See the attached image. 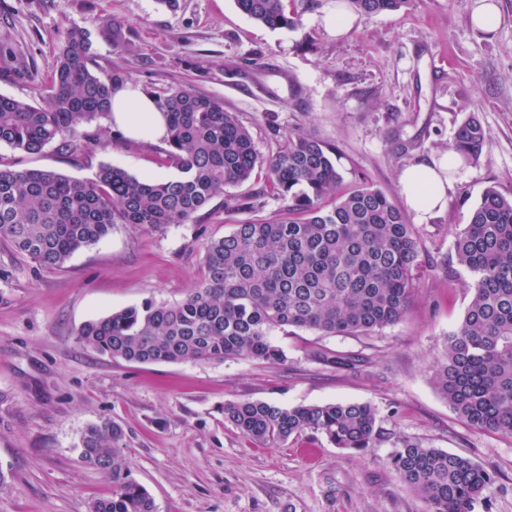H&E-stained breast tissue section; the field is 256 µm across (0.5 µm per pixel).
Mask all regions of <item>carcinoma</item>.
<instances>
[{
	"label": "carcinoma",
	"mask_w": 512,
	"mask_h": 512,
	"mask_svg": "<svg viewBox=\"0 0 512 512\" xmlns=\"http://www.w3.org/2000/svg\"><path fill=\"white\" fill-rule=\"evenodd\" d=\"M409 0H347L371 18ZM239 11L271 29H295L317 0H235ZM120 75L101 79L89 59L86 32L72 28L60 48L45 104L0 96V143L39 154L58 143L76 162L91 161L97 140L80 126L109 115ZM169 136L164 165L175 178H140L99 165L76 179L43 168H0V237L44 268L61 269L82 248L105 238L116 224L158 230L186 224L214 199L224 212H259L267 190L282 203L272 220L246 221L205 246L203 277L178 303L145 301L83 324L79 342L133 363L287 361L273 332L308 329L323 336L368 335L401 322L423 273L416 230L382 190L364 180L344 187L335 148L305 132L288 134L269 159L257 151L236 113L220 98L178 87L157 99ZM482 124L469 117L452 150L463 163L481 153ZM266 170L269 189L226 193ZM454 256L471 274L470 300L433 366L432 383L461 421L480 431L512 435V196L486 187L456 236ZM311 358L338 372H358L363 359L327 349ZM224 419L249 440L277 448L310 431L336 448L366 453L383 432L369 403L335 402L282 407L260 400H227ZM110 419L88 426L81 460L112 482V495L90 512H155L133 477ZM389 465L417 493L427 512H473L492 482L468 457L398 437Z\"/></svg>",
	"instance_id": "1"
}]
</instances>
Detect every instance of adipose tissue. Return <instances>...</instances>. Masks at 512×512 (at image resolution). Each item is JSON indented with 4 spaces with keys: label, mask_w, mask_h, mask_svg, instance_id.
Wrapping results in <instances>:
<instances>
[{
    "label": "adipose tissue",
    "mask_w": 512,
    "mask_h": 512,
    "mask_svg": "<svg viewBox=\"0 0 512 512\" xmlns=\"http://www.w3.org/2000/svg\"><path fill=\"white\" fill-rule=\"evenodd\" d=\"M113 123L133 139L165 140L167 122L155 99L132 85L116 87L111 96ZM455 165L454 153L404 170L401 175L407 206L419 220L442 212L446 205L448 172Z\"/></svg>",
    "instance_id": "adipose-tissue-1"
}]
</instances>
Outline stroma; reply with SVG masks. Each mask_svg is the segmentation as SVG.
I'll use <instances>...</instances> for the list:
<instances>
[{
  "label": "stroma",
  "mask_w": 512,
  "mask_h": 512,
  "mask_svg": "<svg viewBox=\"0 0 512 512\" xmlns=\"http://www.w3.org/2000/svg\"><path fill=\"white\" fill-rule=\"evenodd\" d=\"M330 2L318 0L297 29L271 30L235 0H177L173 9L158 0H0V43L27 65L23 77H0V95L44 102L67 29L83 27L100 77L121 74L155 97L187 86L221 98L266 158L288 133L308 132L335 146L346 183L366 178L399 206L402 171L449 152L467 116L487 134L476 161L449 171L443 212L421 224L406 214L425 269L405 319L368 336L276 333L288 356L280 365L129 363L76 336L113 311L183 299L203 274L204 243L252 213H225L217 199L198 220L162 230L118 224L61 269L32 263L0 238V512H89L93 499L110 496V481L78 450L85 428L105 418L124 428V453L156 512H426L387 463L396 434L493 469L474 512H512V436L467 426L431 380L469 302L468 272L446 263L455 234L487 186L512 192V0H498L502 19L491 31L470 22L476 0H410L358 18L340 38L319 23ZM287 77L300 98L284 87ZM82 130L100 141L91 162L2 143L0 164L78 179L102 163L139 177L175 175L161 165L163 143L115 142L107 117ZM315 348L366 363L344 374L312 361ZM228 400L368 402L386 437L365 454L309 432L262 448L225 420Z\"/></svg>",
  "instance_id": "obj_1"
}]
</instances>
